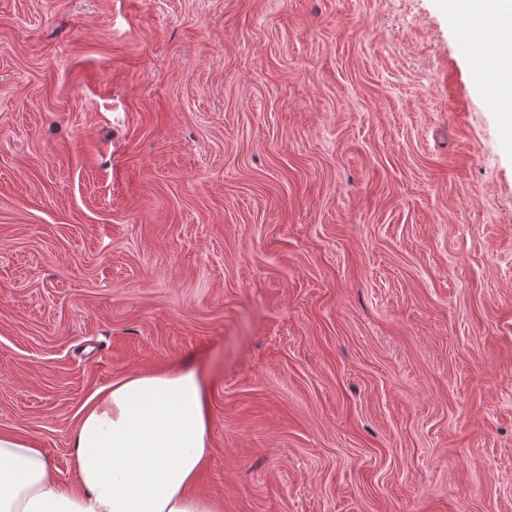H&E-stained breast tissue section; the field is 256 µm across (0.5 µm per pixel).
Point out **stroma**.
<instances>
[{
    "mask_svg": "<svg viewBox=\"0 0 512 512\" xmlns=\"http://www.w3.org/2000/svg\"><path fill=\"white\" fill-rule=\"evenodd\" d=\"M450 0H0V431L191 369L224 512H512V145Z\"/></svg>",
    "mask_w": 512,
    "mask_h": 512,
    "instance_id": "stroma-1",
    "label": "stroma"
}]
</instances>
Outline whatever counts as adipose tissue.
I'll list each match as a JSON object with an SVG mask.
<instances>
[{
	"mask_svg": "<svg viewBox=\"0 0 512 512\" xmlns=\"http://www.w3.org/2000/svg\"><path fill=\"white\" fill-rule=\"evenodd\" d=\"M473 64L492 56L491 100L512 95V0H456ZM207 396L192 370L136 373L101 388L73 436L75 483L44 451L0 433V512H224L196 486L212 450Z\"/></svg>",
	"mask_w": 512,
	"mask_h": 512,
	"instance_id": "1",
	"label": "adipose tissue"
}]
</instances>
